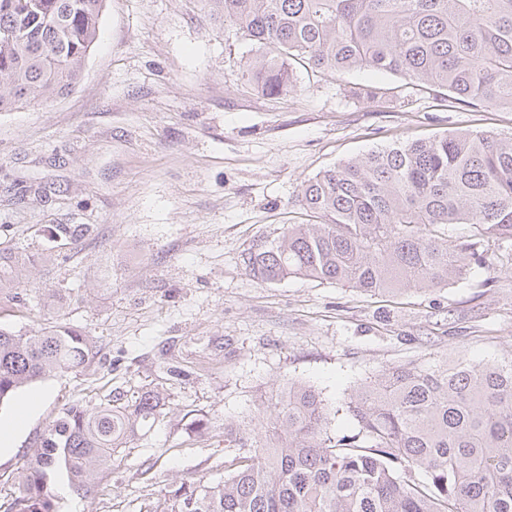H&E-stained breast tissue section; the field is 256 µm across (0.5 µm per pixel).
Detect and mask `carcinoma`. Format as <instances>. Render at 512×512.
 I'll return each instance as SVG.
<instances>
[{
    "instance_id": "carcinoma-1",
    "label": "carcinoma",
    "mask_w": 512,
    "mask_h": 512,
    "mask_svg": "<svg viewBox=\"0 0 512 512\" xmlns=\"http://www.w3.org/2000/svg\"><path fill=\"white\" fill-rule=\"evenodd\" d=\"M104 2L0 0V112L77 83ZM208 2L255 45L245 73L263 96L288 94L298 63L313 73H390L448 97L450 108L512 109V0ZM300 202L318 222L290 224L250 253L254 278L432 291L473 264L491 265L484 239L512 240V138L456 132L372 150L304 183ZM450 224L472 225L473 238L448 242ZM88 232L70 224L52 235L78 241ZM20 284L18 262L0 250V289ZM91 353L89 338L70 327L0 328V402ZM160 402L146 391L131 405L117 397L64 409L8 512H57L60 483L90 492ZM346 407L359 431L334 436L315 391L288 382L269 406L265 438L232 439L224 480L183 482L153 512H512V362L391 367Z\"/></svg>"
}]
</instances>
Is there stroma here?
Returning <instances> with one entry per match:
<instances>
[{
	"label": "stroma",
	"mask_w": 512,
	"mask_h": 512,
	"mask_svg": "<svg viewBox=\"0 0 512 512\" xmlns=\"http://www.w3.org/2000/svg\"><path fill=\"white\" fill-rule=\"evenodd\" d=\"M254 44L204 0H106L99 38L68 94L0 112V247L23 284L0 291V328L57 322L88 336L82 368L48 390L0 455V506L60 410L145 390L163 404L88 495L59 512H147L185 480L225 476V428L262 434L268 404L312 386L328 429L353 435L349 395L398 365L512 359V241L488 238L495 266L401 298L288 278L258 281L251 252L306 216L302 184L396 142L449 132L512 135V111L448 108L400 77L298 70L288 95L243 76ZM384 85L368 100L353 85ZM58 224H89L77 243Z\"/></svg>",
	"instance_id": "35a3bbf8"
}]
</instances>
